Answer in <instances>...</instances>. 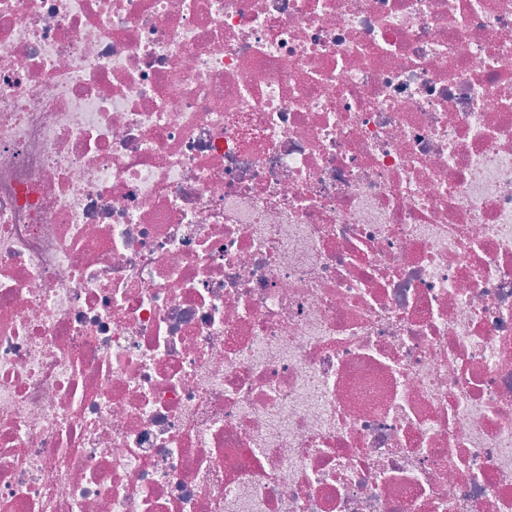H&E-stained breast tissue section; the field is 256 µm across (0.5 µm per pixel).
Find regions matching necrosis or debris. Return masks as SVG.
<instances>
[{
	"label": "necrosis or debris",
	"mask_w": 512,
	"mask_h": 512,
	"mask_svg": "<svg viewBox=\"0 0 512 512\" xmlns=\"http://www.w3.org/2000/svg\"><path fill=\"white\" fill-rule=\"evenodd\" d=\"M0 512H512V0H0Z\"/></svg>",
	"instance_id": "necrosis-or-debris-1"
}]
</instances>
